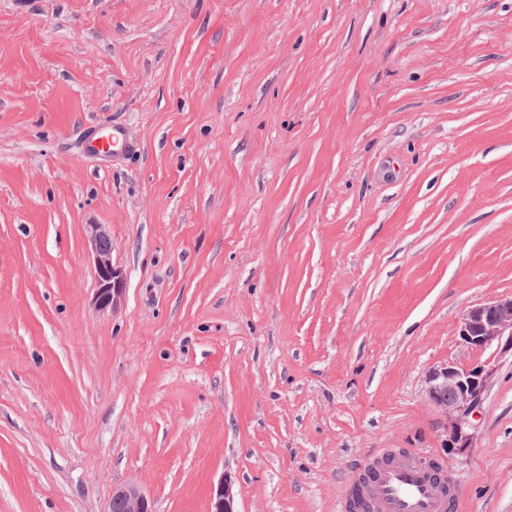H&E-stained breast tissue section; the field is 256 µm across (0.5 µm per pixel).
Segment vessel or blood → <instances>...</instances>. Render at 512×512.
Wrapping results in <instances>:
<instances>
[{
	"label": "vessel or blood",
	"mask_w": 512,
	"mask_h": 512,
	"mask_svg": "<svg viewBox=\"0 0 512 512\" xmlns=\"http://www.w3.org/2000/svg\"><path fill=\"white\" fill-rule=\"evenodd\" d=\"M84 153L106 158L126 152L125 129L108 124L88 131L82 141ZM455 500L452 487L437 474L422 455L396 459L384 448L368 457L358 469L354 486L344 504L345 512H448Z\"/></svg>",
	"instance_id": "1"
}]
</instances>
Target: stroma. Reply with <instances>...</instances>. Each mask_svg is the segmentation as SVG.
Returning a JSON list of instances; mask_svg holds the SVG:
<instances>
[{"label": "stroma", "instance_id": "35a3bbf8", "mask_svg": "<svg viewBox=\"0 0 512 512\" xmlns=\"http://www.w3.org/2000/svg\"><path fill=\"white\" fill-rule=\"evenodd\" d=\"M510 294L512 0H0V512H342L383 448L512 512V355L457 335ZM100 125L88 128L82 141L84 153L92 157L108 158L110 154L116 155L128 150L124 127L107 124L96 132ZM89 242L94 256L98 288L93 304L99 310L114 309L120 304L121 275L112 266L111 238L103 225H89ZM495 367L489 362L469 366L448 364L435 368L427 376V392L431 405L445 414L449 422L450 448H467L464 429L469 417L480 408ZM230 475H224L211 490L210 512H237L235 493ZM153 512L151 502L142 488L128 483L112 492L109 512Z\"/></svg>", "mask_w": 512, "mask_h": 512}]
</instances>
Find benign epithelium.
Listing matches in <instances>:
<instances>
[{
	"instance_id": "1",
	"label": "benign epithelium",
	"mask_w": 512,
	"mask_h": 512,
	"mask_svg": "<svg viewBox=\"0 0 512 512\" xmlns=\"http://www.w3.org/2000/svg\"><path fill=\"white\" fill-rule=\"evenodd\" d=\"M89 242L94 256L98 288L93 304L100 310L120 304L121 275L112 266L111 238L101 224L89 225ZM459 336L469 346L485 350L496 347L512 352V296L494 299L470 309L461 318ZM495 367L488 362L469 366L448 365L435 368L427 376L431 405L445 414L449 422L451 448L468 447L465 427L469 417L480 408ZM109 512H153L142 488L128 483L112 492ZM210 512H237L231 476L224 475L212 487Z\"/></svg>"
}]
</instances>
